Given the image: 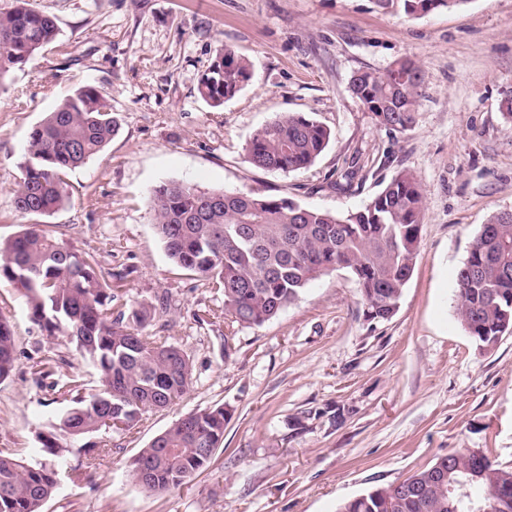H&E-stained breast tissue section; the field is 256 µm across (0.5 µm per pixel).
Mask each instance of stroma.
Masks as SVG:
<instances>
[{
	"instance_id": "1",
	"label": "stroma",
	"mask_w": 512,
	"mask_h": 512,
	"mask_svg": "<svg viewBox=\"0 0 512 512\" xmlns=\"http://www.w3.org/2000/svg\"><path fill=\"white\" fill-rule=\"evenodd\" d=\"M31 2L59 33L0 90V239L30 222L14 205L30 130L77 87H100L120 129L69 173V203L43 222L94 256L123 299L166 300L146 331L172 337L193 377L177 404L67 453L44 512H337L454 450L485 448L512 467V333L480 351L456 311V273L476 231L512 212V122L500 109L512 89V0L420 17L377 0ZM223 47L248 60L252 78L213 108L197 85ZM405 58L423 83L413 125L390 132L350 80ZM283 112L325 126L327 148L295 172L253 168L247 141ZM353 164L358 175L342 186ZM405 170L424 193L420 248L385 321L369 317L355 278L336 270L264 324H235L221 314L223 293L169 260L148 206L155 186L187 181L344 216ZM0 313L18 356L0 381V449L42 461L36 433L70 405L53 381L77 372L91 393L97 375L65 337L31 321L3 280ZM47 358L51 376L37 375ZM217 405L224 440L210 465L178 489L143 492L131 458L181 415Z\"/></svg>"
}]
</instances>
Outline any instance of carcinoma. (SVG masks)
Here are the masks:
<instances>
[{
    "mask_svg": "<svg viewBox=\"0 0 512 512\" xmlns=\"http://www.w3.org/2000/svg\"><path fill=\"white\" fill-rule=\"evenodd\" d=\"M465 2L403 0L410 16ZM57 35L55 18L30 0H15L12 9L0 12V84L54 44ZM395 65L382 73L356 72L351 89L379 126L402 132L414 122L422 71L411 59ZM250 79L248 61L224 48L197 90L218 108ZM119 127L117 113L96 86H81L62 100L28 135L16 211L44 217L63 208L69 200L68 173L101 152ZM329 140L330 132L318 121L284 112L257 129L245 151L252 166L288 173L312 165ZM149 206L173 264L224 292V315L233 322L258 326L292 304L313 280L339 269L356 278L370 318H391L418 254L424 195L414 174L403 171L363 209L343 217L286 196L204 191L184 181L155 187ZM1 279L16 287L48 336L68 337L99 376V388L86 397L79 395L78 374L53 382L74 400L38 433L47 455L59 458L102 429L130 430L143 412L166 408L189 391V358L169 338L143 333L163 307L121 302L96 260L46 225L28 224L0 242ZM456 281L463 328L480 350L493 349L512 328V213L481 226ZM16 367L13 331L0 313V380ZM223 439L224 406L184 414L139 450L131 461L132 476L147 493L177 489L209 465ZM450 456L460 479L488 470L468 484L474 503L489 512H512V469L495 464L483 448L477 454L464 448L440 456L401 481L406 491L377 487L342 503L338 512H448ZM60 480L59 465L51 461L25 463L0 451V512H43Z\"/></svg>",
    "mask_w": 512,
    "mask_h": 512,
    "instance_id": "obj_1",
    "label": "carcinoma"
}]
</instances>
